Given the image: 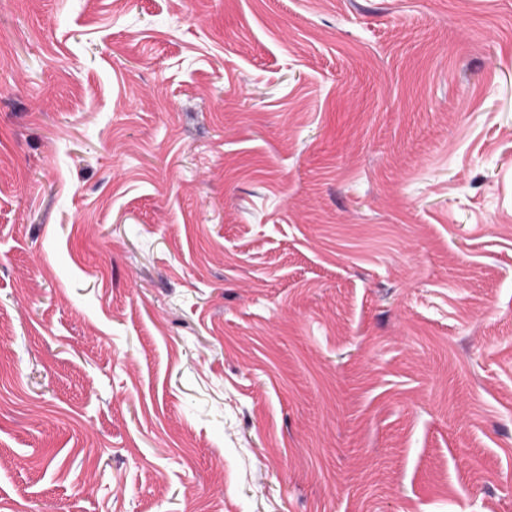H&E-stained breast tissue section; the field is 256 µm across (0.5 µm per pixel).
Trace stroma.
Listing matches in <instances>:
<instances>
[{
    "label": "stroma",
    "instance_id": "35a3bbf8",
    "mask_svg": "<svg viewBox=\"0 0 512 512\" xmlns=\"http://www.w3.org/2000/svg\"><path fill=\"white\" fill-rule=\"evenodd\" d=\"M0 512H512V0H0Z\"/></svg>",
    "mask_w": 512,
    "mask_h": 512
}]
</instances>
